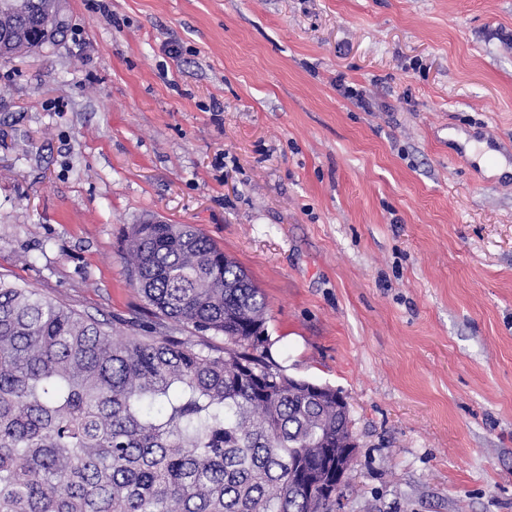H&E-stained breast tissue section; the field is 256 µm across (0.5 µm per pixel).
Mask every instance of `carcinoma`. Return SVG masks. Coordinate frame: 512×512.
Returning <instances> with one entry per match:
<instances>
[{
    "label": "carcinoma",
    "instance_id": "1",
    "mask_svg": "<svg viewBox=\"0 0 512 512\" xmlns=\"http://www.w3.org/2000/svg\"><path fill=\"white\" fill-rule=\"evenodd\" d=\"M33 12L0 0L18 28L0 57L31 49ZM123 259L155 309L146 335L0 277V512H332L325 449L351 421L288 387L248 274L190 224L130 225ZM291 464L314 490L288 489Z\"/></svg>",
    "mask_w": 512,
    "mask_h": 512
}]
</instances>
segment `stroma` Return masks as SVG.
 <instances>
[{
  "label": "stroma",
  "instance_id": "1",
  "mask_svg": "<svg viewBox=\"0 0 512 512\" xmlns=\"http://www.w3.org/2000/svg\"><path fill=\"white\" fill-rule=\"evenodd\" d=\"M58 5L0 59V276L128 333L130 225H194L346 398L344 512H512V173L465 148L512 157V0Z\"/></svg>",
  "mask_w": 512,
  "mask_h": 512
}]
</instances>
